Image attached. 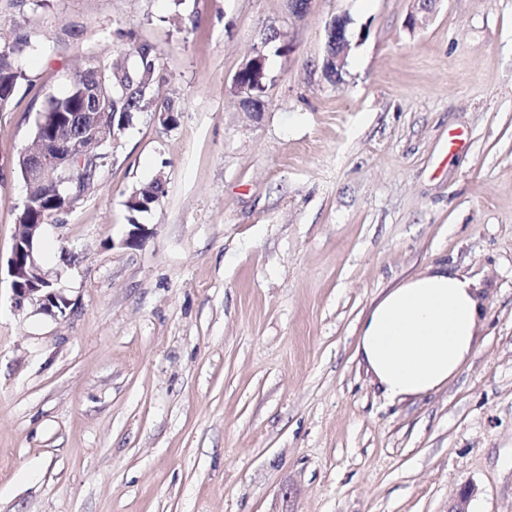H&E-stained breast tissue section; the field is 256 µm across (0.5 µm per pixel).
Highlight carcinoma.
Wrapping results in <instances>:
<instances>
[{
  "label": "carcinoma",
  "instance_id": "cac0c4a2",
  "mask_svg": "<svg viewBox=\"0 0 512 512\" xmlns=\"http://www.w3.org/2000/svg\"><path fill=\"white\" fill-rule=\"evenodd\" d=\"M30 48V41L20 40L14 43L0 44V83L10 88L17 86L23 78L18 66V58ZM126 68V72L136 79L127 95L112 92V78L117 76L116 70ZM157 71V55L154 47L147 43H132L121 52V58L102 60L91 69L76 73L68 93L62 97H51L42 109L43 124L35 127L38 135L49 127L55 116L59 114H76L87 104L85 90L94 79L103 80L102 93L97 101V110L107 112L113 117L115 128L132 122L135 114L152 100L151 86ZM61 204L55 199L50 187H44L24 202V219L30 224H43Z\"/></svg>",
  "mask_w": 512,
  "mask_h": 512
}]
</instances>
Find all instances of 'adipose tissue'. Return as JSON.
<instances>
[{
	"label": "adipose tissue",
	"mask_w": 512,
	"mask_h": 512,
	"mask_svg": "<svg viewBox=\"0 0 512 512\" xmlns=\"http://www.w3.org/2000/svg\"><path fill=\"white\" fill-rule=\"evenodd\" d=\"M483 309L474 279L445 266L428 268L370 307L356 354L390 402L437 392L474 354Z\"/></svg>",
	"instance_id": "obj_1"
}]
</instances>
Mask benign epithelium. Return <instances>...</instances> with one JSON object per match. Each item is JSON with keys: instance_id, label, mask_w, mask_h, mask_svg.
<instances>
[{"instance_id": "1", "label": "benign epithelium", "mask_w": 512, "mask_h": 512, "mask_svg": "<svg viewBox=\"0 0 512 512\" xmlns=\"http://www.w3.org/2000/svg\"><path fill=\"white\" fill-rule=\"evenodd\" d=\"M349 20L336 17L327 27V34L333 36L331 52L325 55L324 69L334 76H340L351 48L348 35ZM270 39L253 48L234 77V87L243 108L248 112H260L264 101L254 94V85L241 80L242 75L251 74L254 80L262 82L267 78L265 70V48ZM106 121L103 112H91L77 124L70 122L44 137L37 151L20 153L23 161L22 181L26 195H31L35 186L49 184L63 199L62 209L71 210L83 200L94 183L98 161L104 154L91 151L86 141L96 138V131ZM42 231L40 224H20L18 233L7 262L13 303L16 309L28 306L44 313H65L70 301L57 288V280L41 266L37 255V244ZM477 490L473 486L463 488L450 502L448 512H469L468 507Z\"/></svg>"}]
</instances>
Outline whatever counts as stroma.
I'll return each instance as SVG.
<instances>
[{
	"label": "stroma",
	"mask_w": 512,
	"mask_h": 512,
	"mask_svg": "<svg viewBox=\"0 0 512 512\" xmlns=\"http://www.w3.org/2000/svg\"><path fill=\"white\" fill-rule=\"evenodd\" d=\"M350 20L338 80L326 28ZM29 38L0 112V261L37 112L126 47L177 120L135 115L39 245L70 306L0 279V512H512V0H0ZM267 46L263 111L233 77ZM164 173L138 215L125 201ZM476 279L477 348L393 403L363 314L440 265Z\"/></svg>",
	"instance_id": "stroma-1"
}]
</instances>
